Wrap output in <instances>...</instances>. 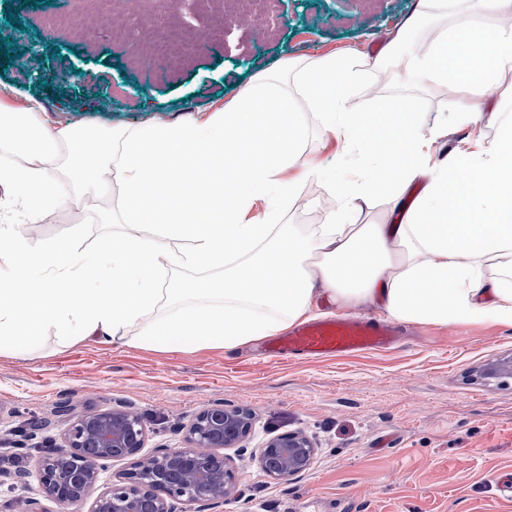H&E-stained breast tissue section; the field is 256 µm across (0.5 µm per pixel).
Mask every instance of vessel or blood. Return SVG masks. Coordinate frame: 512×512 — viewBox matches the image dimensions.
I'll return each mask as SVG.
<instances>
[{"label": "vessel or blood", "mask_w": 512, "mask_h": 512, "mask_svg": "<svg viewBox=\"0 0 512 512\" xmlns=\"http://www.w3.org/2000/svg\"><path fill=\"white\" fill-rule=\"evenodd\" d=\"M399 331L392 324L370 317H329L302 322L273 340L267 354L275 360L291 356L339 357L392 348Z\"/></svg>", "instance_id": "vessel-or-blood-1"}]
</instances>
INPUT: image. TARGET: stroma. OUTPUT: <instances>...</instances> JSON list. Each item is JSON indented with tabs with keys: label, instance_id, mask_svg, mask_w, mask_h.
<instances>
[{
	"label": "stroma",
	"instance_id": "stroma-1",
	"mask_svg": "<svg viewBox=\"0 0 512 512\" xmlns=\"http://www.w3.org/2000/svg\"><path fill=\"white\" fill-rule=\"evenodd\" d=\"M81 16L93 37L67 17ZM262 18L261 28L246 18ZM197 35L196 45L168 68H147L167 27ZM442 22L424 0H276L262 13L256 0H0V29L14 33L0 54V86L16 87L0 105L40 101L48 129L112 132L146 124L202 122L232 104L265 76L289 84L287 63L356 53H384L402 30L432 44ZM219 39H211V32ZM461 85H401L371 76L352 97L356 112L408 106L418 135L433 141L434 159L496 138L500 125L459 118ZM294 117L304 128L296 147L354 176L355 155L342 154L324 118L301 93ZM285 224H326L330 202L323 179L298 187ZM125 187L113 177L88 203L43 212L27 240L41 252L61 240L89 256L125 225ZM402 343L383 352L318 360L265 362L264 337L224 352L193 341L141 347L65 340L45 328L15 351L0 353V450L29 451L25 475L0 476V512H25L43 498L35 463L58 445L72 421L123 405L142 417L147 450L184 447L185 426L203 409L224 404L248 411L254 429L233 455L236 499L188 512H512V381L485 376L491 362L512 355V323L478 320L402 322ZM304 432L316 454L289 481L267 477L251 451L266 438Z\"/></svg>",
	"mask_w": 512,
	"mask_h": 512
}]
</instances>
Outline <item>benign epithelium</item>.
Masks as SVG:
<instances>
[{
  "instance_id": "7a95c632",
  "label": "benign epithelium",
  "mask_w": 512,
  "mask_h": 512,
  "mask_svg": "<svg viewBox=\"0 0 512 512\" xmlns=\"http://www.w3.org/2000/svg\"><path fill=\"white\" fill-rule=\"evenodd\" d=\"M251 416L239 408L215 405L190 424L185 448H157L148 455L142 422L123 406L74 420L63 444L38 462L43 494L60 512H180L178 506L224 502L237 496L228 458L214 448H240L251 433ZM315 448L302 432L271 436L254 450L260 469L286 480L309 469ZM131 460L117 480L89 499L104 462Z\"/></svg>"
}]
</instances>
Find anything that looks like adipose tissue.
Masks as SVG:
<instances>
[{"label": "adipose tissue", "mask_w": 512, "mask_h": 512, "mask_svg": "<svg viewBox=\"0 0 512 512\" xmlns=\"http://www.w3.org/2000/svg\"><path fill=\"white\" fill-rule=\"evenodd\" d=\"M453 22L430 47L408 41L390 45L373 62L326 57L301 66L296 84L328 131L341 135L360 159L350 182L328 173L335 206L332 221L298 227L282 223L301 179L318 173L294 150L303 135L291 118L287 91L271 85L245 89L237 101L204 123L151 124L91 148V137L64 131L69 194L38 158L54 141L43 130L42 107L30 100L19 111L0 112V149L14 163L0 170L36 223L50 207L86 202L112 176L126 189L125 233L85 259L87 276L65 274L68 242L43 253L26 249V229L0 226V345L15 342L24 327L35 336L52 325L104 344L193 340L231 350L270 335L308 315L321 298L340 306L383 298L388 319L442 322L512 318V126L470 156L466 179L451 178L455 157L433 163L430 144L419 138L407 112L362 116L348 104L367 69L388 72L415 85L464 80L461 115L495 122L484 113L483 67L512 68V0H430ZM498 22L495 34L477 25L475 11ZM395 174L398 190L425 182L402 224H353L374 181ZM264 202L263 219L247 214ZM157 228V239L138 234ZM498 276H486L487 266ZM58 276H47L48 268ZM193 268L204 278L167 290L156 274ZM171 315L146 319L161 299ZM140 323L139 335L126 329Z\"/></svg>", "instance_id": "ef3b65f1"}]
</instances>
